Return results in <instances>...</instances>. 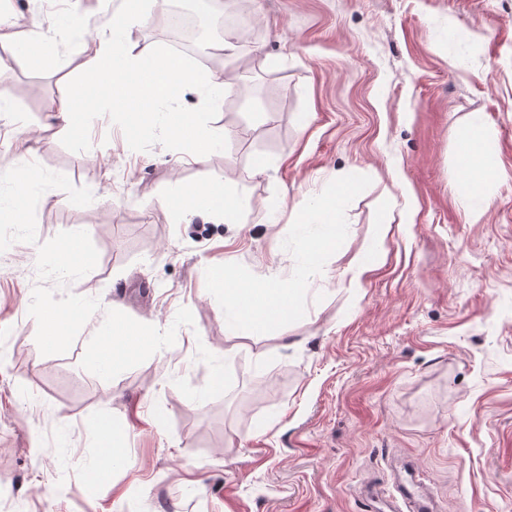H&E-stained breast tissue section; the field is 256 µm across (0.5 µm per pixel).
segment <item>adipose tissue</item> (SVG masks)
Returning <instances> with one entry per match:
<instances>
[{"mask_svg":"<svg viewBox=\"0 0 512 512\" xmlns=\"http://www.w3.org/2000/svg\"><path fill=\"white\" fill-rule=\"evenodd\" d=\"M126 24L122 21L103 23L97 28L93 42L74 46V53L84 57V79L68 95L51 105L56 119L73 122L76 102L84 96L89 85L105 86L108 93L121 101L124 111L140 112L160 100L166 99L174 87L191 82V75L177 59L162 60L151 46L133 49L122 38ZM462 176L465 181L478 183L491 176L502 175V168L486 170L493 153L485 143L481 129H474L459 148ZM183 212L193 217L205 213L226 220L234 218L240 201L223 197L212 186L183 189Z\"/></svg>","mask_w":512,"mask_h":512,"instance_id":"adipose-tissue-1","label":"adipose tissue"}]
</instances>
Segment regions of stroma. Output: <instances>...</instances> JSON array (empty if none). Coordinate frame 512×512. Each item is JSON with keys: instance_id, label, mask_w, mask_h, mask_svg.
I'll list each match as a JSON object with an SVG mask.
<instances>
[{"instance_id": "stroma-1", "label": "stroma", "mask_w": 512, "mask_h": 512, "mask_svg": "<svg viewBox=\"0 0 512 512\" xmlns=\"http://www.w3.org/2000/svg\"><path fill=\"white\" fill-rule=\"evenodd\" d=\"M175 0H13L51 44L0 39V172L36 162L90 188L47 191L37 239L87 231L96 268L66 285L99 309L70 349L42 355L28 313L36 244L0 253V512H363L414 469L438 512H512V0H247L236 88L210 105L174 90L147 117L89 87L62 126L50 99L83 78V19L133 9L131 45L172 55ZM213 0L198 74L223 40ZM194 113L212 150L170 133ZM485 130L505 176L472 191L459 145ZM369 176L342 247L298 322L230 329L205 270L295 268L285 239L333 179ZM243 200L234 223L184 219L179 189ZM114 338L122 363L95 351ZM221 373L222 386L212 384ZM125 462L100 477L101 417Z\"/></svg>"}]
</instances>
